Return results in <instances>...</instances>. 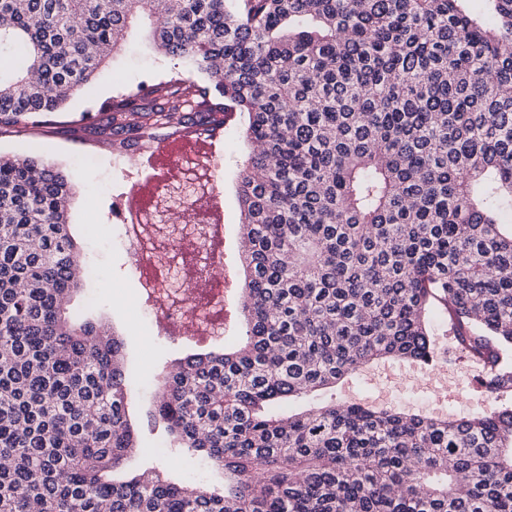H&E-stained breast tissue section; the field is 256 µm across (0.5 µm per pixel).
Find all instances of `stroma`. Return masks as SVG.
I'll return each instance as SVG.
<instances>
[{
	"instance_id": "1",
	"label": "stroma",
	"mask_w": 512,
	"mask_h": 512,
	"mask_svg": "<svg viewBox=\"0 0 512 512\" xmlns=\"http://www.w3.org/2000/svg\"><path fill=\"white\" fill-rule=\"evenodd\" d=\"M153 24L142 17L124 36L126 47L117 51L111 64L101 70L91 93L77 94L65 111L54 113L45 122L27 127L0 126V154L36 157L54 163L73 186L69 205L70 231L84 263L98 273L83 276L74 293L71 310L105 323L125 341V361L137 375L129 411L142 446H153L158 434L151 420L158 376L168 372L177 358L188 352H205L235 345L243 330L242 316H232L220 338L172 340L161 333L163 312L147 305L143 278L136 266L135 251L128 228L114 215L117 197L128 190L125 172L112 170V151L101 130V108L119 98L125 82H151L153 77L171 73L173 64L151 51L146 32ZM238 120L229 123V138L215 173L213 190L224 205V264L211 266L212 277L230 276L233 286L224 294L226 305L239 307L243 275L240 266V211L237 200L238 174L242 159L250 149L238 134ZM424 366L403 360H386L346 376L335 388L317 393L316 402L339 403L350 400L376 402L404 412L451 419L485 414L500 403L487 390L472 386L474 368L470 362L451 366L448 390L434 394L430 387L414 388L406 376L423 371ZM156 467L175 479L211 488H222L220 471L198 465L190 457L161 456L154 459L134 454L128 457L126 474L142 473Z\"/></svg>"
}]
</instances>
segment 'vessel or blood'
<instances>
[{
  "mask_svg": "<svg viewBox=\"0 0 512 512\" xmlns=\"http://www.w3.org/2000/svg\"><path fill=\"white\" fill-rule=\"evenodd\" d=\"M219 135L216 127H187L165 140L141 147L143 170L120 201L119 214L124 222H141L162 186L179 176L181 160L216 157ZM206 213L212 226L209 250L220 260L224 257V206L219 197H211Z\"/></svg>",
  "mask_w": 512,
  "mask_h": 512,
  "instance_id": "1",
  "label": "vessel or blood"
}]
</instances>
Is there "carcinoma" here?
Here are the masks:
<instances>
[{"label": "carcinoma", "mask_w": 512, "mask_h": 512, "mask_svg": "<svg viewBox=\"0 0 512 512\" xmlns=\"http://www.w3.org/2000/svg\"><path fill=\"white\" fill-rule=\"evenodd\" d=\"M468 2L0 0V125L91 92L149 13L178 70L105 104L104 131L142 138L213 89L254 146L245 339L176 360L154 448L127 418L123 338L67 309L66 175L0 155V512H512V0H484L488 19ZM437 314L500 408L277 412L376 360L436 362ZM132 452H190L224 494L115 479Z\"/></svg>", "instance_id": "obj_1"}]
</instances>
